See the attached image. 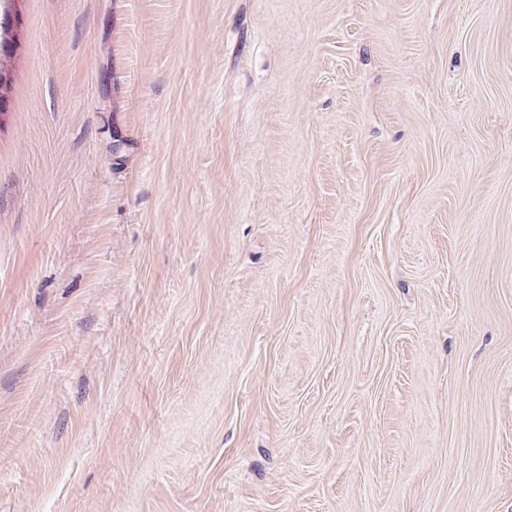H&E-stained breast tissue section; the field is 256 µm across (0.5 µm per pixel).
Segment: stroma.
Masks as SVG:
<instances>
[{
	"instance_id": "1",
	"label": "stroma",
	"mask_w": 512,
	"mask_h": 512,
	"mask_svg": "<svg viewBox=\"0 0 512 512\" xmlns=\"http://www.w3.org/2000/svg\"><path fill=\"white\" fill-rule=\"evenodd\" d=\"M0 512H512V0H24Z\"/></svg>"
}]
</instances>
